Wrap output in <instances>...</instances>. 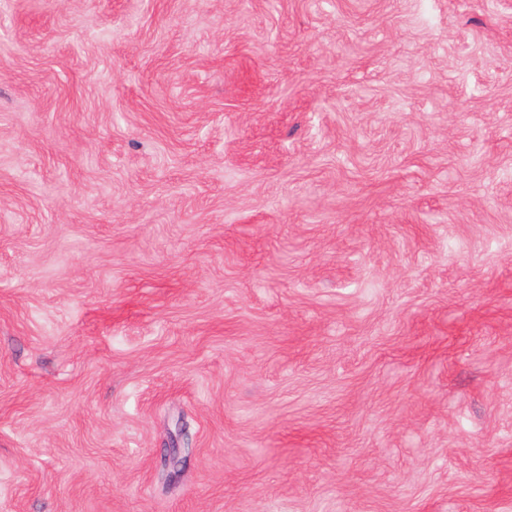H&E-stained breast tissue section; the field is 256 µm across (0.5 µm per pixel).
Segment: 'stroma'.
Returning a JSON list of instances; mask_svg holds the SVG:
<instances>
[{"label": "stroma", "mask_w": 512, "mask_h": 512, "mask_svg": "<svg viewBox=\"0 0 512 512\" xmlns=\"http://www.w3.org/2000/svg\"><path fill=\"white\" fill-rule=\"evenodd\" d=\"M0 512H512V0H0Z\"/></svg>", "instance_id": "obj_1"}]
</instances>
